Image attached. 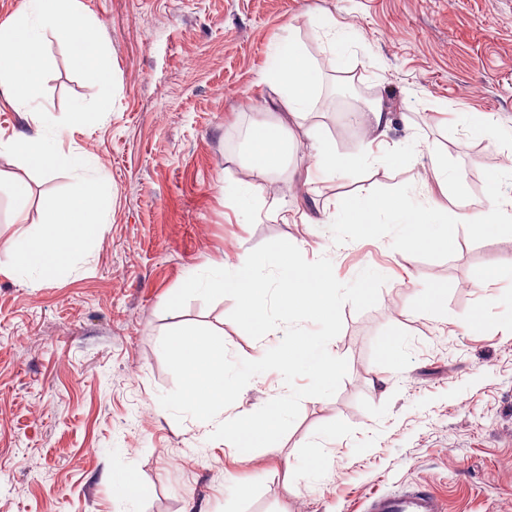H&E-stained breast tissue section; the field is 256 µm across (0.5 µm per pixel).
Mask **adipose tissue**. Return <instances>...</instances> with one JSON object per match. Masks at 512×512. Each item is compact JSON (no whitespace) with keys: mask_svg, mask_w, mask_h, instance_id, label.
Segmentation results:
<instances>
[{"mask_svg":"<svg viewBox=\"0 0 512 512\" xmlns=\"http://www.w3.org/2000/svg\"><path fill=\"white\" fill-rule=\"evenodd\" d=\"M311 24L337 59L347 58L361 45V34L351 24L339 25L324 15L312 17ZM259 81L272 90L271 107L280 111L281 116L275 121L264 117L254 120L246 133L243 167L248 177L237 184L228 201L249 219L257 217L262 209L255 179L279 172L294 147L290 121L315 110L322 84V67L294 31L287 29L272 42ZM394 120L393 107L387 100H372L361 115L366 128L365 145L356 157L337 154L331 142L322 137L318 126L309 127L306 136L311 140L314 152L301 176L303 185L340 179L359 166L385 162L397 150L390 142ZM489 181L491 194L476 206L455 213L430 196L415 202L404 194L382 195L368 188L335 213L334 221L355 225L363 234L383 222L399 225L401 236L395 247L403 255L442 243L452 222L467 226L478 238L495 236L503 227L512 224V197L504 199L500 196L502 185H512V162L500 165ZM415 182L425 188L437 185L444 195L452 198L466 196L461 174L449 168L447 159L437 154L431 156L429 163L418 161Z\"/></svg>","mask_w":512,"mask_h":512,"instance_id":"1","label":"adipose tissue"}]
</instances>
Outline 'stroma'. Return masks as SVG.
<instances>
[{
	"label": "stroma",
	"instance_id": "obj_1",
	"mask_svg": "<svg viewBox=\"0 0 512 512\" xmlns=\"http://www.w3.org/2000/svg\"><path fill=\"white\" fill-rule=\"evenodd\" d=\"M94 19L115 76L113 105L96 124L63 128L64 151L108 172L112 208L104 232L68 274L41 282L0 274V512H365L373 496L425 488L445 512H512V282L476 285L486 266L512 260V231L476 238L451 227L453 248L399 254L394 224L359 234L327 225L323 213L374 186L422 200L404 158L362 168L297 194L303 158L258 180L266 205L246 222L225 198L244 178L243 142L268 87L258 73L270 44L291 25L321 63L311 120L336 151L361 152L355 106L382 97L406 116L391 137L414 136L421 160L447 157L470 193L512 152V0H77ZM322 11L353 23L364 46L337 62L308 23ZM52 72L47 113L67 97L88 101L94 84L71 70L61 39L47 35ZM252 109H243L244 101ZM486 112L501 129L482 138L442 120L443 110ZM27 184L25 223L9 192ZM68 173L36 176L0 153V262L18 236L41 223L46 197ZM285 205L307 223H283ZM285 239L305 259L329 257L351 282L366 266L387 278L378 302L344 305L333 343L348 371L336 394L303 399L276 444L248 453L210 439L192 418L159 406L175 387L160 349L180 325L216 331L229 354L258 359L260 343L230 320L231 298L191 299L165 311V298L192 275L237 262ZM444 307L420 303L433 283ZM480 312L470 333L457 315ZM402 342L384 354L387 339ZM383 388H375L377 378ZM279 372L252 378L221 419L286 394ZM319 458L321 474L305 463ZM135 469L149 498L125 502L108 479ZM252 493L242 497L240 485Z\"/></svg>",
	"mask_w": 512,
	"mask_h": 512
}]
</instances>
